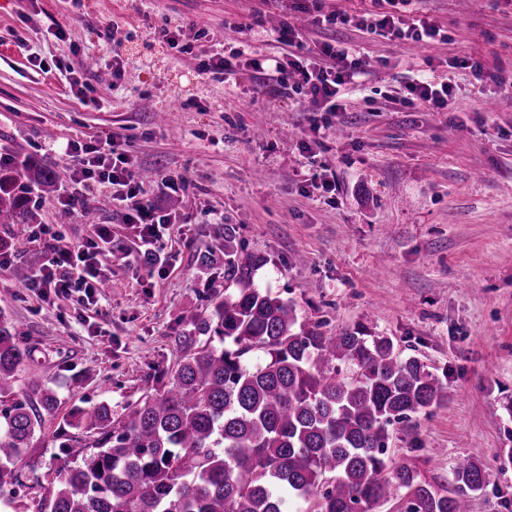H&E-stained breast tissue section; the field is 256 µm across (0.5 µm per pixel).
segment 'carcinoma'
Masks as SVG:
<instances>
[{"label": "carcinoma", "mask_w": 512, "mask_h": 512, "mask_svg": "<svg viewBox=\"0 0 512 512\" xmlns=\"http://www.w3.org/2000/svg\"><path fill=\"white\" fill-rule=\"evenodd\" d=\"M0 224L32 216L28 190L54 186L52 167L2 165ZM224 225V294L182 316L178 358L122 412L109 403L63 419L59 448L70 455L40 512H373L406 495L404 512H470L486 487L479 456L452 468L442 494L414 466L388 455L390 429L447 400L442 381L393 340L355 328L326 335L294 306L255 284L266 263L237 248ZM30 350L0 321V488L58 399L15 398ZM80 432L74 436L71 430ZM17 490L0 491V512H22Z\"/></svg>", "instance_id": "obj_1"}]
</instances>
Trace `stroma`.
<instances>
[{
    "instance_id": "obj_1",
    "label": "stroma",
    "mask_w": 512,
    "mask_h": 512,
    "mask_svg": "<svg viewBox=\"0 0 512 512\" xmlns=\"http://www.w3.org/2000/svg\"><path fill=\"white\" fill-rule=\"evenodd\" d=\"M407 18L440 29L431 44L348 28L313 29L296 0H0V155L55 167L69 178L67 141L124 142L153 206L183 205L163 231L158 261L140 248L109 189L57 221L58 190L31 196L26 224H0V253L40 266L56 240L91 246L110 225L114 259L102 296L42 298L0 269V314L31 356L16 390L52 388L45 418L20 464L26 483L49 485L64 464L56 434L72 407L113 409L139 399L174 364L182 315L224 289L218 229L266 257L255 282L291 301L299 319L336 334L362 326L390 337L443 379L448 399L396 426L392 458L446 491L451 466L482 451L488 486L472 512H512V0H412ZM251 24L255 56L278 53L282 23L307 44L336 39L365 63L339 112H314L259 90L202 75L204 55L230 54ZM119 27L106 39L107 25ZM180 32L170 48L164 32ZM122 56L123 79L112 76ZM482 76L448 68L451 57ZM433 66L454 89L450 109L404 107L407 71ZM329 174L320 194L307 175ZM186 176L172 191L167 179Z\"/></svg>"
}]
</instances>
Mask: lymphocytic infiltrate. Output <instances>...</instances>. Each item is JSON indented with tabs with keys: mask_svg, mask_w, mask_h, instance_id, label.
I'll return each mask as SVG.
<instances>
[{
	"mask_svg": "<svg viewBox=\"0 0 512 512\" xmlns=\"http://www.w3.org/2000/svg\"><path fill=\"white\" fill-rule=\"evenodd\" d=\"M383 2L382 12L355 16L324 11L320 0H315L311 23L325 29L350 26L387 39L423 43L436 41L439 29L428 18L405 24L403 13L411 0ZM277 40L284 47L282 56L250 58L246 55V47L241 45L232 56L215 54L203 59L201 72L223 76L225 82L234 84L246 75L259 73L271 79L274 94L288 96L320 111H340L342 95L354 88L362 74L357 50L333 40L309 47L301 32L288 23L279 29ZM404 89L401 104L417 102L430 110L447 109L453 93L447 80L425 70L407 77ZM64 153L73 162L70 174L72 183L80 185L81 190L98 185L110 187L113 201L125 210L126 223L141 225L140 238L144 252L153 253L154 238L160 227L171 223L172 217L157 211L146 198L137 167L122 149L117 137L71 141L67 143ZM97 237V245L90 249L57 242L49 250L45 261L32 270L28 287L38 289L44 296L52 291L62 293L74 288L83 289L86 296H94L103 282L99 268L112 256L109 227L99 225Z\"/></svg>",
	"mask_w": 512,
	"mask_h": 512,
	"instance_id": "obj_1",
	"label": "lymphocytic infiltrate"
}]
</instances>
